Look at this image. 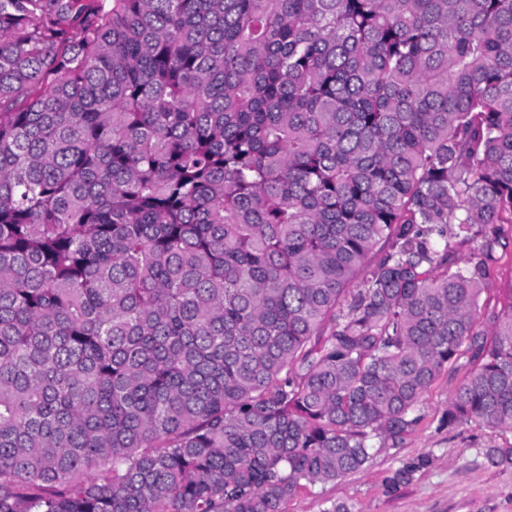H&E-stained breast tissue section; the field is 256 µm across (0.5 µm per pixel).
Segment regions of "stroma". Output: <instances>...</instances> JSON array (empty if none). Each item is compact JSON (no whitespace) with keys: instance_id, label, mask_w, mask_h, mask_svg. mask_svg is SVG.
<instances>
[{"instance_id":"35a3bbf8","label":"stroma","mask_w":512,"mask_h":512,"mask_svg":"<svg viewBox=\"0 0 512 512\" xmlns=\"http://www.w3.org/2000/svg\"><path fill=\"white\" fill-rule=\"evenodd\" d=\"M459 376L441 374L423 395V419L401 447L374 457L363 470L328 484L303 489L284 512H327L335 503L350 512H512V466H491L484 450L512 444V434L465 424L450 430L438 419L459 383ZM426 455L430 464L397 490L387 488L392 472Z\"/></svg>"}]
</instances>
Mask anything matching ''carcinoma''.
<instances>
[{
  "label": "carcinoma",
  "instance_id": "obj_1",
  "mask_svg": "<svg viewBox=\"0 0 512 512\" xmlns=\"http://www.w3.org/2000/svg\"><path fill=\"white\" fill-rule=\"evenodd\" d=\"M503 224L512 0H0V512H283L445 371L512 433ZM509 245L500 265L492 278L488 289L483 293V299L490 297L492 303L500 301L508 289H512V224H503Z\"/></svg>",
  "mask_w": 512,
  "mask_h": 512
}]
</instances>
